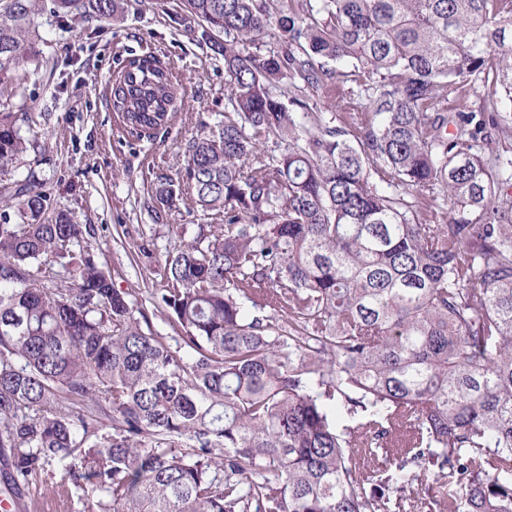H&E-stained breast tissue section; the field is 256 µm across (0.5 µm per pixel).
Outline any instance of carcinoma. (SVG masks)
Masks as SVG:
<instances>
[{"label": "carcinoma", "mask_w": 512, "mask_h": 512, "mask_svg": "<svg viewBox=\"0 0 512 512\" xmlns=\"http://www.w3.org/2000/svg\"><path fill=\"white\" fill-rule=\"evenodd\" d=\"M123 2L0 0V107L48 65L44 12L104 23ZM178 8L227 93L157 177L155 216L188 200L223 223L167 253L146 306L39 181L3 186L24 218L0 224L7 489L41 512H512V155L490 150L512 119V0ZM329 85L351 124L309 104ZM185 97L145 53L108 103L151 138ZM31 121L0 111L1 170Z\"/></svg>", "instance_id": "1"}]
</instances>
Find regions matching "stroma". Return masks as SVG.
I'll use <instances>...</instances> for the list:
<instances>
[{"label": "stroma", "instance_id": "35a3bbf8", "mask_svg": "<svg viewBox=\"0 0 512 512\" xmlns=\"http://www.w3.org/2000/svg\"><path fill=\"white\" fill-rule=\"evenodd\" d=\"M46 55H69L54 71L30 76L25 95L36 102L29 132L36 146L22 171L45 183L54 206L76 224L93 226L96 260L108 265L115 287L147 300L160 287L164 259L179 242L181 226L197 232L204 218L180 206L156 219L151 206L156 177L184 163L182 144L199 117L224 109V64L202 33L186 34L158 0H128L120 22L88 37L83 24L59 31L53 18L41 30ZM154 53L174 68L187 89L186 105L168 132L137 139L124 132L105 98V87L129 53ZM149 246L151 258L141 257Z\"/></svg>", "mask_w": 512, "mask_h": 512}]
</instances>
